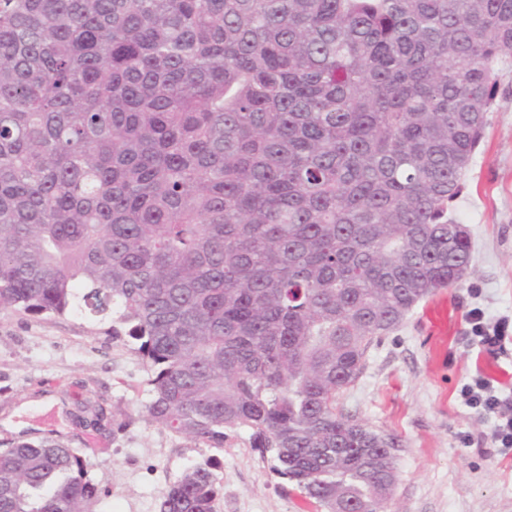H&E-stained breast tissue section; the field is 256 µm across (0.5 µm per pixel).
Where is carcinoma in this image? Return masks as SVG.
<instances>
[{
	"mask_svg": "<svg viewBox=\"0 0 512 512\" xmlns=\"http://www.w3.org/2000/svg\"><path fill=\"white\" fill-rule=\"evenodd\" d=\"M511 57L512 0H0V308L115 314L149 424L244 429L322 512H388L399 440L338 396L463 284ZM212 468L159 512H216ZM96 493L58 440L0 451V512Z\"/></svg>",
	"mask_w": 512,
	"mask_h": 512,
	"instance_id": "cac0c4a2",
	"label": "carcinoma"
}]
</instances>
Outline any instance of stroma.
Segmentation results:
<instances>
[{"label": "stroma", "instance_id": "35a3bbf8", "mask_svg": "<svg viewBox=\"0 0 512 512\" xmlns=\"http://www.w3.org/2000/svg\"><path fill=\"white\" fill-rule=\"evenodd\" d=\"M499 82L452 205L473 242L463 285L423 299L373 343L338 399L401 441L391 512H512V456L494 451L489 423L459 397L478 372L512 391V339L495 354L462 342L472 308L512 318V63ZM148 376L129 338L113 337L111 318L0 309V448L45 436L75 448L97 488L88 512H158L177 476L206 460L222 486L216 512H316L261 461L248 432L210 448L149 425ZM90 395L104 409L95 426L78 410Z\"/></svg>", "mask_w": 512, "mask_h": 512}]
</instances>
